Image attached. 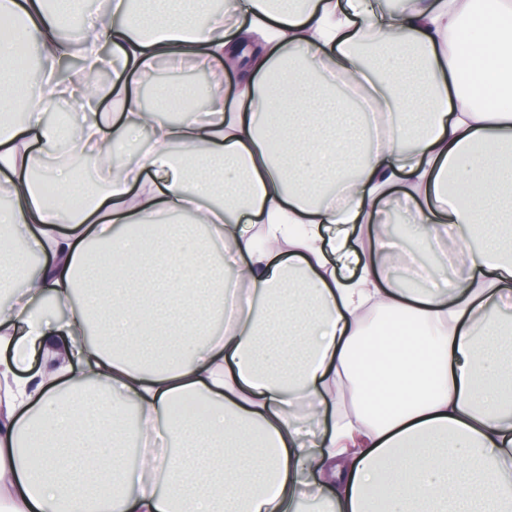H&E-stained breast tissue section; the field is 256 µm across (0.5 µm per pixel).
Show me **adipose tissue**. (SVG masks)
Here are the masks:
<instances>
[{"mask_svg":"<svg viewBox=\"0 0 512 512\" xmlns=\"http://www.w3.org/2000/svg\"><path fill=\"white\" fill-rule=\"evenodd\" d=\"M484 3L224 0L204 26L203 0H143L116 24L87 18L66 83L58 15L81 0H0L43 64L15 96L0 55V112L25 115L0 129V232L45 258L0 306V512H299L312 487L322 512H512V366L492 317L512 294V208L496 205L512 187V0ZM161 60L239 81L172 121L137 92ZM105 65L111 111L69 135L107 186L55 206L29 175L38 159L73 185L45 114L84 111ZM339 76L394 117L388 136ZM135 136L149 148L130 158ZM155 166L168 183L144 178ZM398 188L418 240L456 225L453 288L390 279L377 227ZM40 349L56 364L27 374ZM347 389L356 420L331 418ZM189 398L205 417L176 420ZM131 432L168 445L137 474Z\"/></svg>","mask_w":512,"mask_h":512,"instance_id":"obj_1","label":"adipose tissue"}]
</instances>
